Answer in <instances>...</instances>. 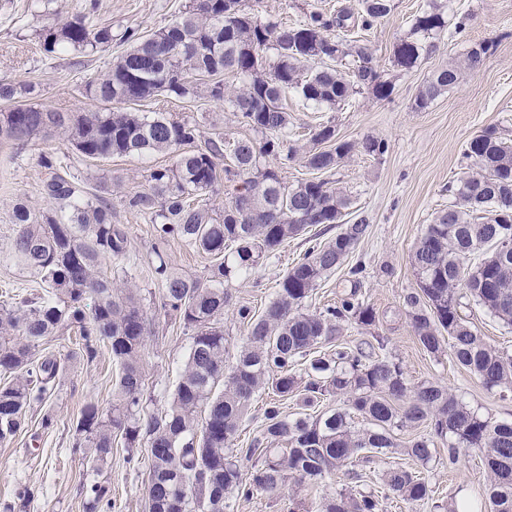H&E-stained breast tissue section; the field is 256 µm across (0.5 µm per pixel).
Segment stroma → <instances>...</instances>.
I'll use <instances>...</instances> for the list:
<instances>
[{"label":"stroma","instance_id":"1","mask_svg":"<svg viewBox=\"0 0 512 512\" xmlns=\"http://www.w3.org/2000/svg\"><path fill=\"white\" fill-rule=\"evenodd\" d=\"M79 0H0V79L28 81L41 92L43 105L67 112L93 108L84 93L88 77L104 71L119 56L124 44L91 56L67 50L45 53L38 31L45 19H65ZM190 0H98L95 18L111 25L115 35L134 30L146 33L167 25ZM261 19L303 21L313 11L333 13L357 6L358 0H249ZM427 0H392V10L368 31H354V39L373 49L379 69L395 90L391 99L380 101L368 93L357 95L348 106L336 111L307 107L295 94L284 104L294 128L330 120L338 139L354 144L373 136L385 141L382 156L371 157L354 151L330 174L335 186L351 198L350 220L366 218L369 231L349 254L344 265L328 274L307 302L319 310L357 291L375 312L372 325L346 324L336 343L324 345L326 356L337 347L360 348L374 356L387 355L399 362L407 381L439 383L450 389L468 407L496 423H512V393L486 390L450 356L433 357L417 343L407 315L405 298L417 291L411 264L414 246L427 224L448 207V185L466 172L471 161L463 155L466 142L489 127L512 140V0H450L452 13L470 17L464 38L441 34L435 53L423 56L409 70L392 62L395 42L410 29L413 16ZM486 43L490 50L482 68L463 74L459 83L439 96L425 110L413 107L420 86L430 74L448 61L460 57L464 46ZM141 111L161 112L168 118H192L203 138L232 132L243 135L223 103L200 94L192 99L166 98L141 103ZM62 155L78 186L109 199L112 221L126 225L130 259L137 266L134 285L146 299L158 300L161 285L150 272L153 259L151 225L128 205L134 193L147 189L152 170L170 165L166 154L127 155L88 159L59 137L35 138L17 145L0 141V254L13 235L11 219L15 203L43 210L49 203L42 194L50 172L42 157ZM336 230L316 225L291 238L275 256L259 261L250 274L230 280L227 288L233 302L263 311L277 281L287 268L313 244L330 241ZM365 268L361 282H353L349 268ZM461 318L497 349L512 354V326H507L478 305L469 294H460ZM153 333L144 347L147 365L146 392L155 407H162L173 392L187 360L191 339L165 313H154ZM60 353L68 357V371L62 390L51 405L55 427L38 440L24 435L0 443V499L11 494L17 483L31 485L36 493L35 512H83L78 484L83 466L68 452L73 435L72 422L88 398L109 402L116 366L110 354H102L94 365L68 356L66 344ZM125 448L114 446L105 473L112 481L114 512H145L144 489L148 463L137 468L125 463ZM425 474L435 490L432 500L412 505L395 499L381 500L379 512H453L458 501L473 505L472 512H488V470L482 453L475 448L461 451L456 464H449L448 450L439 447Z\"/></svg>","mask_w":512,"mask_h":512}]
</instances>
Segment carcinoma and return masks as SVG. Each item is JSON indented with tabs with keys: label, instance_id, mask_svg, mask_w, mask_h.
<instances>
[{
	"label": "carcinoma",
	"instance_id": "obj_1",
	"mask_svg": "<svg viewBox=\"0 0 512 512\" xmlns=\"http://www.w3.org/2000/svg\"><path fill=\"white\" fill-rule=\"evenodd\" d=\"M96 11V0H84L65 21L43 25L40 36L51 54L106 51L115 40L130 43L85 84L86 97L99 108L50 109L29 100L35 85L1 80L0 101L7 107L0 111V139L25 142L57 133L89 158L172 156L173 163L151 171L148 189L128 204L151 216V273L162 284L157 307L191 333L190 352L165 408L148 410L143 348L152 318L124 266L127 227L112 223L111 203L79 193L60 173V158L44 156L42 164L52 173L43 188L50 207L36 212L18 203L12 210L8 259L31 273L44 292L16 294L0 305V443L28 432L29 413L57 397L67 365L49 346L73 332L83 360L96 362L105 347L118 368L111 403L87 400L69 443V453L86 468L80 479L84 512L114 508L112 484L102 470L119 440L130 466L139 465L134 449L147 452L146 512H233L234 501L256 493L284 496L290 480L317 487L363 453L407 457L378 471L373 484L386 498L414 504L432 497L422 468L439 443L448 446L451 464L463 450L484 451L491 512H512V424L492 423L435 382L408 385L400 364L386 355L370 360L339 349L330 359L310 360L306 381L293 372L300 360L332 342L343 324L368 326L375 320L372 307L355 293L318 313L306 309L319 282L365 237V218L309 247L279 279L262 314L247 305L237 308L247 337L235 363L225 364L223 320L230 295L224 280L248 273L310 226L341 223L351 206L350 197L324 178L286 185L263 164L300 156L305 167L325 174L355 149L336 138L330 121L310 129V145H297L283 101L293 92L316 109L334 111L365 91L390 99L394 85L383 79L372 49L330 32L373 28L390 13L391 0H360L358 10L344 7L329 16L314 12L292 26L259 20L246 0H190L169 25L147 36L126 31L118 38L112 26L93 21ZM446 28L445 6L429 0L394 44V65L415 67ZM267 49L275 51L270 65L263 57ZM488 51L487 44L472 46L435 70L419 88L415 109L428 108L454 88L464 71L479 70ZM226 74L239 86L228 88ZM201 86L252 135H219L199 145L197 124L132 110V103L146 99L194 96ZM464 154L474 168L448 187L451 204L416 243L412 265L419 292L407 295L405 303L414 336L427 353L449 354L486 388L512 392V355L487 344L463 321L457 294L465 288L512 325V141L488 128L467 142ZM220 185L228 201L216 216L206 195ZM172 240L215 260L210 283L171 271L163 248ZM485 247L491 255L465 270L466 260ZM266 393L273 398L259 435L246 448L234 447L252 402ZM297 394L305 408L333 396L347 409L290 419L280 400ZM352 410L369 427L352 426ZM422 425L430 428L429 436L403 443L394 434ZM34 501V491L19 483L0 508L28 512ZM378 505L373 492L341 489L308 502L291 497L288 512H377Z\"/></svg>",
	"mask_w": 512,
	"mask_h": 512
}]
</instances>
